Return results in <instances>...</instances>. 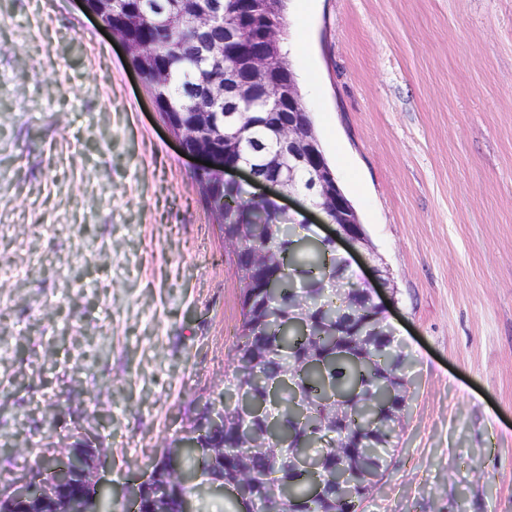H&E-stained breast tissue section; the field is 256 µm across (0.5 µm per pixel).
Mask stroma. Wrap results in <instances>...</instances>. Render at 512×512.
Here are the masks:
<instances>
[{
  "instance_id": "1",
  "label": "stroma",
  "mask_w": 512,
  "mask_h": 512,
  "mask_svg": "<svg viewBox=\"0 0 512 512\" xmlns=\"http://www.w3.org/2000/svg\"><path fill=\"white\" fill-rule=\"evenodd\" d=\"M283 49L412 357L360 512H512V0H286ZM306 49L296 53L294 41ZM126 52L76 0H0V491L100 448L115 512L222 406L241 274Z\"/></svg>"
}]
</instances>
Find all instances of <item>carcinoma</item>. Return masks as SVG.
I'll return each instance as SVG.
<instances>
[{
	"mask_svg": "<svg viewBox=\"0 0 512 512\" xmlns=\"http://www.w3.org/2000/svg\"><path fill=\"white\" fill-rule=\"evenodd\" d=\"M169 0H116V13L132 26H113L121 37L134 36L165 61L167 86L156 90L154 67L142 54L131 57L145 84L158 91L159 110L188 112L200 104L202 72L207 62L200 57L204 45L224 41L222 28L185 27L175 31L166 23ZM286 0H271L262 12L285 32ZM256 116L243 122L235 143L224 145V113H211L212 126L202 130L203 142L227 147L228 157L241 156L260 177L288 170V158L277 156V118L264 114L258 103L245 108ZM224 236L238 239L237 262L249 263L255 251L270 254L263 278L241 288V324L236 348L239 365L232 378L254 399L266 403V412L242 415L237 408H224V422L208 425L212 407L205 406L190 424L196 446L173 458L163 451L152 462L160 481L148 494L145 512H179L180 501L196 486L213 482L241 481L242 499L230 503L226 512H243V504L257 502L258 512H359L366 487L378 482L387 469V456L400 434V410L410 399L407 376L410 355L391 337L382 335L381 312L363 288L351 287L349 304L328 288L330 277L346 271L331 244L299 245L301 224H287L274 214V205L264 206L265 221L277 225L275 234L263 240L249 238L246 225L254 207L241 187L225 188L216 175L196 177ZM277 283L267 296L264 285ZM307 327H294L301 312ZM316 364L307 365L308 358ZM304 405L307 414L299 412ZM274 427L277 440L265 448H250L243 429L263 432ZM297 451H307L320 462L324 487L312 494L309 477L293 465ZM192 462L198 484L182 481V460ZM52 459L35 454L29 466L31 480L50 467ZM352 491L344 500L339 478Z\"/></svg>",
	"mask_w": 512,
	"mask_h": 512,
	"instance_id": "obj_1",
	"label": "carcinoma"
}]
</instances>
